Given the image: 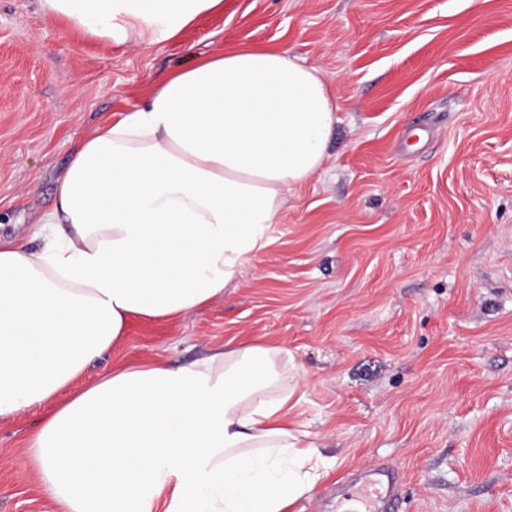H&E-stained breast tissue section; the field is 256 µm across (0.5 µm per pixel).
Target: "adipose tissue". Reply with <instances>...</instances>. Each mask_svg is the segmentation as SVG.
<instances>
[{
	"instance_id": "obj_1",
	"label": "adipose tissue",
	"mask_w": 512,
	"mask_h": 512,
	"mask_svg": "<svg viewBox=\"0 0 512 512\" xmlns=\"http://www.w3.org/2000/svg\"><path fill=\"white\" fill-rule=\"evenodd\" d=\"M223 6L39 0L46 21L115 44L173 40ZM335 110L287 51L208 54L89 133L35 219L38 248L0 238V419L44 406L21 462L62 512H291L333 468L293 426L282 347L80 378L130 318L223 297L322 168Z\"/></svg>"
}]
</instances>
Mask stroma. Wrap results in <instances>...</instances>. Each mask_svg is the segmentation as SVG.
Listing matches in <instances>:
<instances>
[{
	"instance_id": "35a3bbf8",
	"label": "stroma",
	"mask_w": 512,
	"mask_h": 512,
	"mask_svg": "<svg viewBox=\"0 0 512 512\" xmlns=\"http://www.w3.org/2000/svg\"><path fill=\"white\" fill-rule=\"evenodd\" d=\"M242 45L316 67L326 160L224 295L132 319L117 361L186 365L265 342L299 369L298 421L336 458L292 512H336L369 468L400 512H512V0H224L174 40L114 45L0 0V236L30 242L72 154L173 70ZM0 420V512H59Z\"/></svg>"
}]
</instances>
